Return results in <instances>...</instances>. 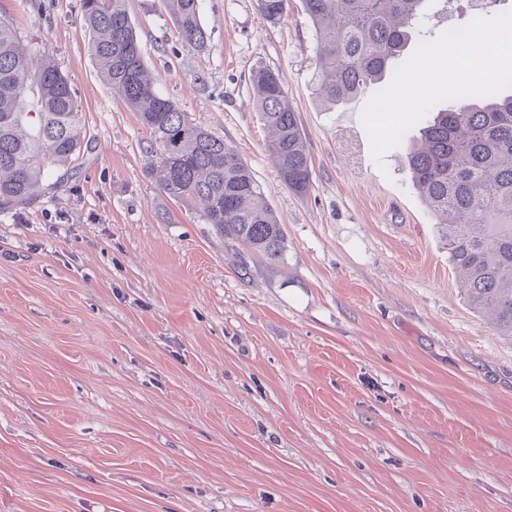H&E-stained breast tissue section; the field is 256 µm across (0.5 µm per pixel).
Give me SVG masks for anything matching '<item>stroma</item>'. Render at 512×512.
Returning <instances> with one entry per match:
<instances>
[{
	"label": "stroma",
	"mask_w": 512,
	"mask_h": 512,
	"mask_svg": "<svg viewBox=\"0 0 512 512\" xmlns=\"http://www.w3.org/2000/svg\"><path fill=\"white\" fill-rule=\"evenodd\" d=\"M157 91L224 138L286 235L270 264L146 171L80 0H0L75 89L76 175L0 208V512H512V338L468 304L413 188L416 130L378 169L367 97L324 107L301 0H127ZM430 0L412 41L475 17ZM279 73L312 187L282 183L251 73ZM163 2L174 18L182 46L201 51L206 45L207 36L199 16L198 0H164Z\"/></svg>",
	"instance_id": "stroma-1"
}]
</instances>
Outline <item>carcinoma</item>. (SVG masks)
<instances>
[{"label": "carcinoma", "instance_id": "carcinoma-1", "mask_svg": "<svg viewBox=\"0 0 512 512\" xmlns=\"http://www.w3.org/2000/svg\"><path fill=\"white\" fill-rule=\"evenodd\" d=\"M317 43L316 95L330 108L369 87L383 88L427 0H301ZM183 47L207 42L198 0H164ZM288 0H257L271 24ZM91 52L108 85L150 135L147 172L170 198L202 207L205 223L270 262L285 256V231L261 184L224 139L195 124L160 95L147 67L126 0H81ZM258 111L272 130L268 150L296 195L312 186L299 118L278 73L251 74ZM408 156L413 187L441 218L448 261L460 270L470 306L491 312L512 335V95L467 97L428 113ZM86 134L77 94L54 58L35 54L0 18V206L25 205L54 171L48 188L74 171Z\"/></svg>", "mask_w": 512, "mask_h": 512}]
</instances>
